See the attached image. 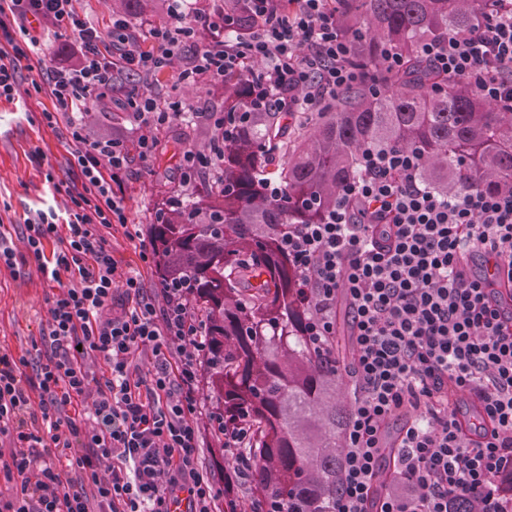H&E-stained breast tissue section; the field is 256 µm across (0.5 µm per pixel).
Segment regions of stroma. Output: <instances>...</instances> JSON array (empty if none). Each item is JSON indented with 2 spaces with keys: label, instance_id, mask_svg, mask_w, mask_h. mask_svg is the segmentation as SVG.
I'll return each mask as SVG.
<instances>
[{
  "label": "stroma",
  "instance_id": "35a3bbf8",
  "mask_svg": "<svg viewBox=\"0 0 512 512\" xmlns=\"http://www.w3.org/2000/svg\"><path fill=\"white\" fill-rule=\"evenodd\" d=\"M39 71L23 73L20 89L13 100H0V231L11 234L17 253L15 269L0 268V349L21 356L38 339L47 319V299L53 290L39 270L38 262L26 250L20 226L36 211L64 214L70 201L57 192L47 175L63 180L73 188L81 181L69 171V149L62 129L47 127L28 91ZM92 135L122 132L136 141L125 112L111 99L95 103L85 116ZM210 131L191 120H183L161 129L162 149L149 159L134 160L125 186V206L130 223L136 224L139 240L122 233L111 238L112 256L119 271L141 274L156 281L154 270L140 258V239L148 238L157 203L165 188L177 185L174 154L207 143Z\"/></svg>",
  "mask_w": 512,
  "mask_h": 512
}]
</instances>
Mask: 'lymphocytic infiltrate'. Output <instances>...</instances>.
Returning <instances> with one entry per match:
<instances>
[{
  "label": "lymphocytic infiltrate",
  "mask_w": 512,
  "mask_h": 512,
  "mask_svg": "<svg viewBox=\"0 0 512 512\" xmlns=\"http://www.w3.org/2000/svg\"><path fill=\"white\" fill-rule=\"evenodd\" d=\"M77 0H0V99H13L23 72L51 101L43 122L64 125L71 168L82 188L70 192L66 219L39 211L22 239L57 291L41 329L44 357L0 352V436L14 447L0 458L12 493L0 512H216L224 490L204 471L199 441L224 442L233 478L251 479L244 452L251 428L206 410L200 385L208 355L203 325L186 282L120 275L109 231L126 227L122 186L131 163L125 135L90 136L81 114L110 94L139 128L140 158L155 135L189 117L212 131L209 152L187 149L179 183H217L225 138L236 125L203 111L183 88L210 78L248 84L246 111L301 99L319 112L328 99L376 74L353 67L336 0H249L253 24L227 40L223 13L187 11L170 0L169 20L135 33L123 16L108 31L83 17ZM73 37L77 57L54 64L40 31ZM196 49L166 98L150 79ZM419 53L439 75L473 85L483 100L512 108V0H489L477 25L429 39ZM130 84L117 90L115 70ZM360 175L343 184L322 223L294 224L282 237L315 315L307 341L321 348L334 334L333 306L350 308L355 385L343 431L345 458L335 512H512V305L498 289L512 281V186L461 188L443 196L420 174L421 157L404 148L365 149ZM481 255L483 275L468 261ZM102 359L96 374L88 358ZM483 406L478 427L450 393ZM91 402L93 425L77 424ZM403 417L397 452L384 459L382 438ZM111 460L102 475L103 460Z\"/></svg>",
  "instance_id": "obj_1"
}]
</instances>
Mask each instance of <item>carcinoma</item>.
Segmentation results:
<instances>
[{"mask_svg":"<svg viewBox=\"0 0 512 512\" xmlns=\"http://www.w3.org/2000/svg\"><path fill=\"white\" fill-rule=\"evenodd\" d=\"M487 0H342L350 62L377 73L382 89L356 86L317 113L312 131L287 135L286 112H248L241 135L224 143V191L191 203L173 194L157 207L150 238L159 280L192 282V308L205 326L206 397L224 421L252 427L251 500L270 512H333L340 488L348 410L341 347L349 325L324 352L306 328L314 309L280 240L291 224H318L341 185L359 175L366 148L402 147L422 156V180L448 195L468 177L488 189L512 182V112L495 110L466 82L441 80L419 56L429 38L477 24ZM234 29H250L245 0L227 8ZM404 65L381 70L382 55ZM242 89L224 86V113L242 111ZM268 178L285 189L274 201Z\"/></svg>","mask_w":512,"mask_h":512,"instance_id":"obj_1","label":"carcinoma"}]
</instances>
